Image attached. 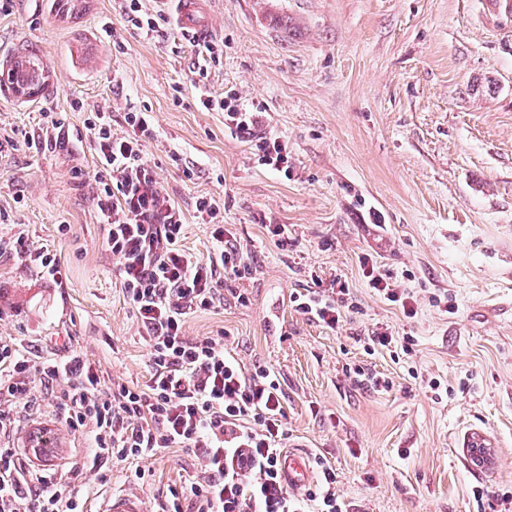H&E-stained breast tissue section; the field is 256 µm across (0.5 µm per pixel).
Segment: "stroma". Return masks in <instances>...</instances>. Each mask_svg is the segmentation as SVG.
<instances>
[{
	"label": "stroma",
	"mask_w": 512,
	"mask_h": 512,
	"mask_svg": "<svg viewBox=\"0 0 512 512\" xmlns=\"http://www.w3.org/2000/svg\"><path fill=\"white\" fill-rule=\"evenodd\" d=\"M160 33L127 21L121 0H10L0 12V63L34 54L40 94L0 86V336L31 359L80 349L102 381L148 379L149 348L115 278L93 202L95 158L85 121L149 113L141 159L185 217V249L207 258L211 227L195 202L216 200L251 271L224 278V307L190 315L191 338L224 337L246 369L274 372L287 448L324 455L343 512H499L512 494V11L486 0H210L199 38L218 44L212 94L237 91L263 120L256 136L288 144L289 175L262 165L247 138L204 110L196 56L169 0ZM60 129H53V122ZM288 227L287 243L268 233ZM54 255L52 280L28 249ZM414 292L406 318L367 285L362 256ZM350 288L336 330L298 312L294 295ZM411 339L410 354L370 352L379 325ZM0 446L62 475L91 450L56 405L17 404ZM480 432L490 454L473 463ZM56 448L36 452L41 433ZM128 484L80 486L92 512L136 494L158 512L169 488L200 475L196 451L146 460ZM482 497H474L475 489Z\"/></svg>",
	"instance_id": "obj_1"
}]
</instances>
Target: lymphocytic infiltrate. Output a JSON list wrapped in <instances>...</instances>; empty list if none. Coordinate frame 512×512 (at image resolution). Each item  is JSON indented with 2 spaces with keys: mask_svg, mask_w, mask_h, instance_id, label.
<instances>
[{
  "mask_svg": "<svg viewBox=\"0 0 512 512\" xmlns=\"http://www.w3.org/2000/svg\"><path fill=\"white\" fill-rule=\"evenodd\" d=\"M208 111L224 125L252 135L260 111L237 95L201 91ZM127 130L112 132V115L94 112L86 127L96 158L93 200L108 250L118 259L116 277L145 332L149 378L145 385L103 384L78 350L62 359H30L20 342L0 337V433L15 418L8 407L45 389L63 423L90 431L94 454L72 462L67 478L41 475L12 448H0V512H85L74 480L108 462L124 465L128 481L143 484L145 459L168 448L197 450L202 476L170 489L161 512H342L336 471L318 462V479L302 496L290 495L284 476L286 412L270 371H247L224 353L223 336L191 339L187 318L223 308L220 275L242 277L249 256L215 227L216 248L207 259L182 244L185 217L154 171L140 161L153 135L145 112L124 116ZM350 294L345 283L297 295L295 307L321 326L336 329Z\"/></svg>",
  "mask_w": 512,
  "mask_h": 512,
  "instance_id": "lymphocytic-infiltrate-1",
  "label": "lymphocytic infiltrate"
}]
</instances>
